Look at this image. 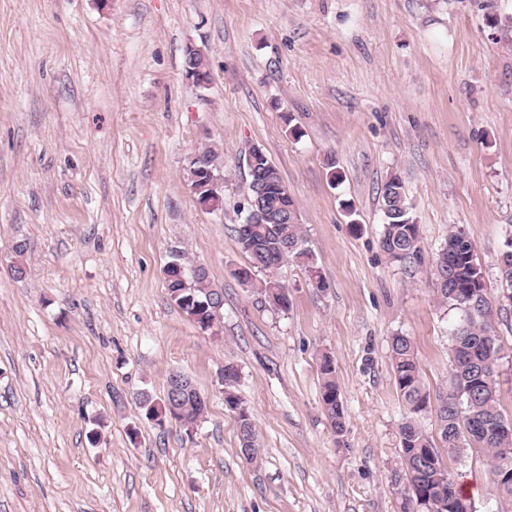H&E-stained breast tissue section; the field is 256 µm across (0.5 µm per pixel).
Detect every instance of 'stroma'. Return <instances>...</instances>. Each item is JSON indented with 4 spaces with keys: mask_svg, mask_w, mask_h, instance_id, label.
I'll list each match as a JSON object with an SVG mask.
<instances>
[{
    "mask_svg": "<svg viewBox=\"0 0 512 512\" xmlns=\"http://www.w3.org/2000/svg\"><path fill=\"white\" fill-rule=\"evenodd\" d=\"M508 15L512 0H0V512H399L390 341L411 336L426 389H442L464 315L437 302L433 266L455 226L482 267L512 417ZM190 47L205 87L183 76ZM206 145L224 160L215 211L185 171ZM254 145L327 283L295 261L256 273L287 287L286 311L234 276ZM393 172L419 225L404 262L379 247ZM175 250L224 291L211 329L168 298ZM325 353L341 436L320 405ZM228 362L261 444L251 463ZM174 371L208 400L188 429L138 400H162ZM446 464L474 512H498L483 453ZM507 253V254H506ZM499 278L503 298L512 301V232L505 240L504 249L498 260Z\"/></svg>",
    "mask_w": 512,
    "mask_h": 512,
    "instance_id": "stroma-1",
    "label": "stroma"
}]
</instances>
